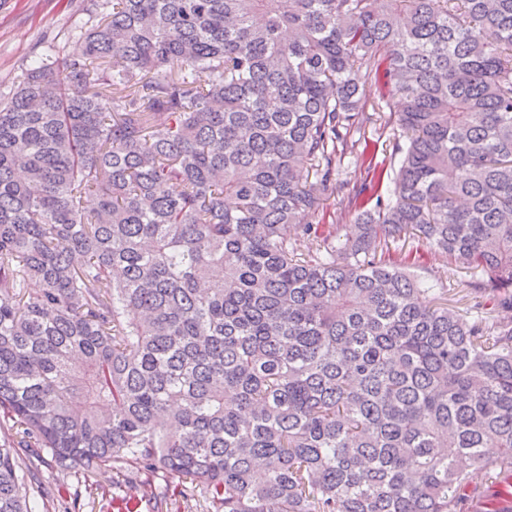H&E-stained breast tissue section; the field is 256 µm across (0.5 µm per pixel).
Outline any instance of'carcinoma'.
<instances>
[{
    "mask_svg": "<svg viewBox=\"0 0 512 512\" xmlns=\"http://www.w3.org/2000/svg\"><path fill=\"white\" fill-rule=\"evenodd\" d=\"M92 9L0 92V512H33L19 448L216 512H461L512 477V0ZM348 156L338 245L311 218ZM424 247L479 272L470 318L421 304Z\"/></svg>",
    "mask_w": 512,
    "mask_h": 512,
    "instance_id": "carcinoma-1",
    "label": "carcinoma"
}]
</instances>
